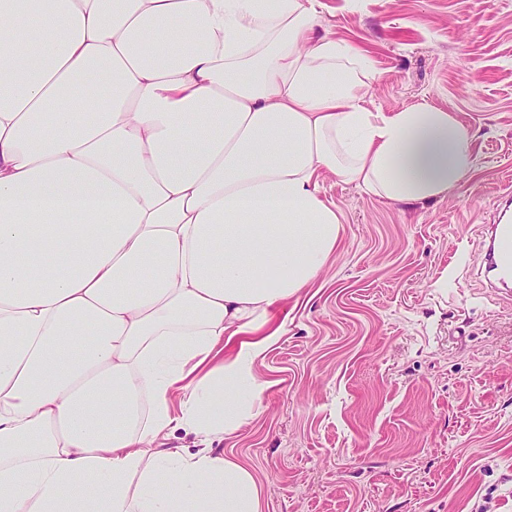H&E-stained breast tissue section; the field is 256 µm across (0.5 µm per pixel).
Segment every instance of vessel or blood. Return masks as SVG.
Instances as JSON below:
<instances>
[{
    "label": "vessel or blood",
    "mask_w": 512,
    "mask_h": 512,
    "mask_svg": "<svg viewBox=\"0 0 512 512\" xmlns=\"http://www.w3.org/2000/svg\"><path fill=\"white\" fill-rule=\"evenodd\" d=\"M484 258L482 273L488 287L512 291V195L504 194L497 205L493 224L483 226Z\"/></svg>",
    "instance_id": "1"
}]
</instances>
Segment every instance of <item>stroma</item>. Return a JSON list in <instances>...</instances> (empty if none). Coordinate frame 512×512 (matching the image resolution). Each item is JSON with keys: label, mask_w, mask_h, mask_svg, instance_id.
I'll return each mask as SVG.
<instances>
[{"label": "stroma", "mask_w": 512, "mask_h": 512, "mask_svg": "<svg viewBox=\"0 0 512 512\" xmlns=\"http://www.w3.org/2000/svg\"><path fill=\"white\" fill-rule=\"evenodd\" d=\"M376 72L368 106L427 102L475 133L476 167L404 205L323 176L335 252L278 314L264 408L218 448L263 512H512V297L478 274L512 189V0H320Z\"/></svg>", "instance_id": "stroma-1"}]
</instances>
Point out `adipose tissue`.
I'll list each match as a JSON object with an SVG mask.
<instances>
[{
  "label": "adipose tissue",
  "mask_w": 512,
  "mask_h": 512,
  "mask_svg": "<svg viewBox=\"0 0 512 512\" xmlns=\"http://www.w3.org/2000/svg\"><path fill=\"white\" fill-rule=\"evenodd\" d=\"M319 26L317 0H0V512H262L213 445L336 249L321 177L412 205L476 162L443 109L371 111Z\"/></svg>",
  "instance_id": "adipose-tissue-1"
}]
</instances>
